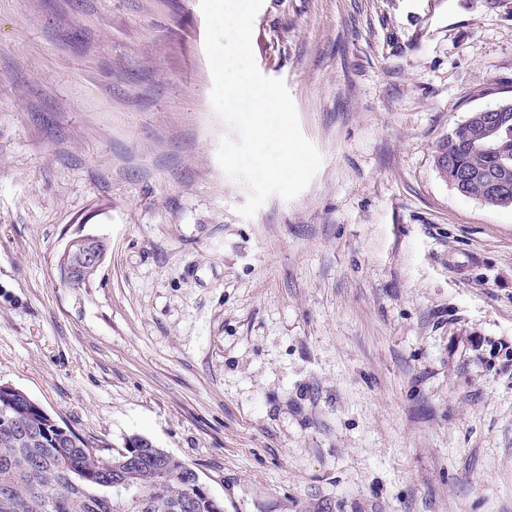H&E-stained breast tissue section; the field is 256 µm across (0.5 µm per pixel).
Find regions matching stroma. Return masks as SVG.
<instances>
[{"label":"stroma","mask_w":512,"mask_h":512,"mask_svg":"<svg viewBox=\"0 0 512 512\" xmlns=\"http://www.w3.org/2000/svg\"><path fill=\"white\" fill-rule=\"evenodd\" d=\"M204 37L199 0H0V384L224 512H512V208L434 166L512 101V0H264L322 164L248 219ZM93 246H96V248L99 249V252H83L84 253V261L87 264V266L80 265V269L78 270L77 276L81 278V281L83 283L84 287H87L90 282L92 281L94 275L96 274L97 270L92 269L91 267H98L100 266L106 255H103L105 251H107V244L103 240H97L93 239ZM91 266V267H88ZM81 286V288H84Z\"/></svg>","instance_id":"stroma-1"}]
</instances>
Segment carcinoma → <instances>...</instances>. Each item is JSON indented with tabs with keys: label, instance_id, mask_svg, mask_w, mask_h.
Segmentation results:
<instances>
[{
	"label": "carcinoma",
	"instance_id": "obj_1",
	"mask_svg": "<svg viewBox=\"0 0 512 512\" xmlns=\"http://www.w3.org/2000/svg\"><path fill=\"white\" fill-rule=\"evenodd\" d=\"M496 120L475 111L437 146L434 163L462 196L512 207L491 184L512 187V101ZM129 481L139 500L116 495ZM0 512H224L197 489L192 467L152 441L130 437L106 453L0 384Z\"/></svg>",
	"mask_w": 512,
	"mask_h": 512
}]
</instances>
